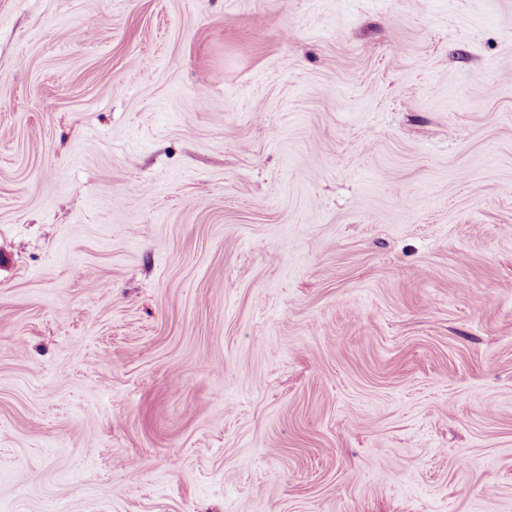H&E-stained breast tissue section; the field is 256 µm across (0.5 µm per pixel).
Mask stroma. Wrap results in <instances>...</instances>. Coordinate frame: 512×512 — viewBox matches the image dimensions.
Wrapping results in <instances>:
<instances>
[{"label": "stroma", "mask_w": 512, "mask_h": 512, "mask_svg": "<svg viewBox=\"0 0 512 512\" xmlns=\"http://www.w3.org/2000/svg\"><path fill=\"white\" fill-rule=\"evenodd\" d=\"M0 512H512V0H0Z\"/></svg>", "instance_id": "1"}]
</instances>
